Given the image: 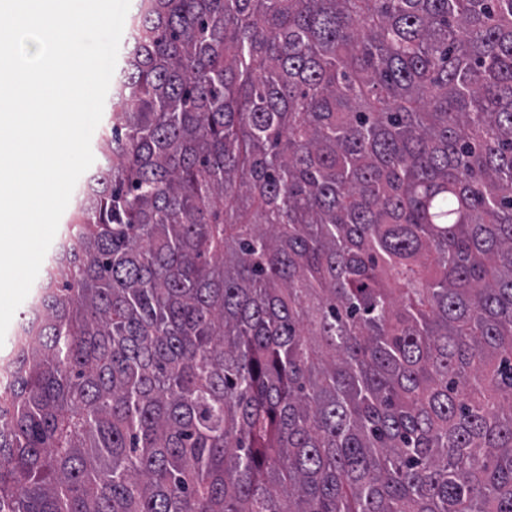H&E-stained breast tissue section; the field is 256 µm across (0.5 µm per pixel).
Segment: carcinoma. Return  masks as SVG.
Instances as JSON below:
<instances>
[{"mask_svg": "<svg viewBox=\"0 0 512 512\" xmlns=\"http://www.w3.org/2000/svg\"><path fill=\"white\" fill-rule=\"evenodd\" d=\"M138 9L0 512H512V0Z\"/></svg>", "mask_w": 512, "mask_h": 512, "instance_id": "obj_1", "label": "carcinoma"}]
</instances>
